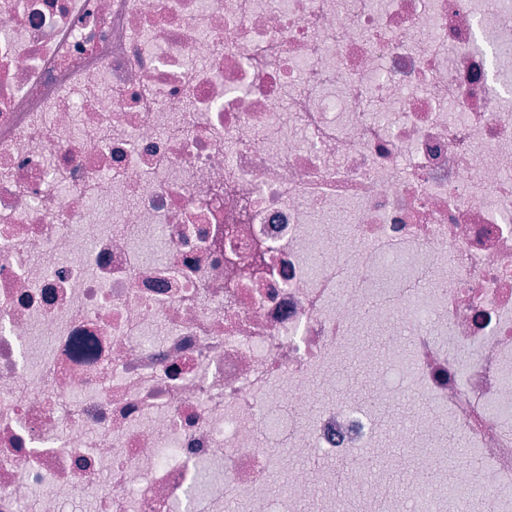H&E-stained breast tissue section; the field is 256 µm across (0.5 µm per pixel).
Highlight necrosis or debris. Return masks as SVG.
<instances>
[{"mask_svg": "<svg viewBox=\"0 0 512 512\" xmlns=\"http://www.w3.org/2000/svg\"><path fill=\"white\" fill-rule=\"evenodd\" d=\"M511 43L512 0L1 9L0 512H293L340 480L512 512ZM362 318L409 329L379 404L428 406L401 493L356 462L378 416L332 398L337 359L374 357Z\"/></svg>", "mask_w": 512, "mask_h": 512, "instance_id": "obj_1", "label": "necrosis or debris"}]
</instances>
